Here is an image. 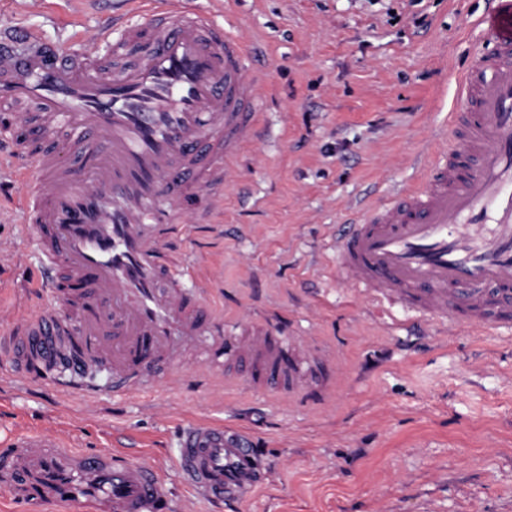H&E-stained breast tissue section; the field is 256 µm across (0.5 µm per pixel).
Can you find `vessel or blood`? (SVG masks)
Listing matches in <instances>:
<instances>
[{"instance_id": "b4317fda", "label": "vessel or blood", "mask_w": 512, "mask_h": 512, "mask_svg": "<svg viewBox=\"0 0 512 512\" xmlns=\"http://www.w3.org/2000/svg\"><path fill=\"white\" fill-rule=\"evenodd\" d=\"M138 23L99 28L105 66L23 28L0 29V135L16 142L31 191L25 222L44 256V306L0 337L15 371L97 397L111 369L128 395L169 371L181 348L224 365L202 293L182 287L188 199L197 221L224 214L233 162L261 133V73L209 9L138 0ZM484 35L457 78L445 151L419 182L353 212L336 244L346 279L374 301L416 309L432 329L496 332L512 321V0H487ZM249 386L313 392L334 364L285 350L269 333L238 344ZM178 465L206 499L245 501L269 476L264 451L236 427L182 432ZM0 487L37 512H171L153 464L125 452L22 435L0 448Z\"/></svg>"}]
</instances>
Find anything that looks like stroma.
<instances>
[{
    "mask_svg": "<svg viewBox=\"0 0 512 512\" xmlns=\"http://www.w3.org/2000/svg\"><path fill=\"white\" fill-rule=\"evenodd\" d=\"M217 19L259 44L265 132L224 187V218L180 247L224 327V368L183 349L145 394L89 401L16 374L0 357V444L21 431L154 463L173 512H512V336L411 329L414 310L376 311L336 269V237L366 200L414 185L439 145L457 74L480 40L486 0H223ZM129 0H0V27L107 60L91 42ZM0 332L38 309L43 263L24 224L25 182L0 158ZM399 324L386 334L382 321ZM334 356L321 398L245 384L234 356L254 328ZM234 425L266 452L270 480L216 510L184 482L179 430Z\"/></svg>",
    "mask_w": 512,
    "mask_h": 512,
    "instance_id": "obj_1",
    "label": "stroma"
}]
</instances>
